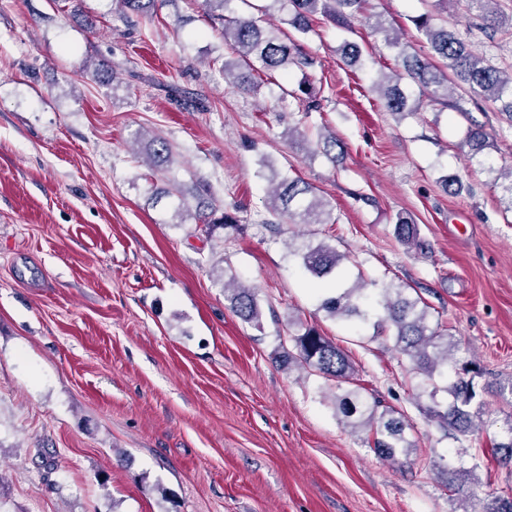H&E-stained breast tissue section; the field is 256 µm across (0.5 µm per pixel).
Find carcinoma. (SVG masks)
<instances>
[{"label":"carcinoma","mask_w":512,"mask_h":512,"mask_svg":"<svg viewBox=\"0 0 512 512\" xmlns=\"http://www.w3.org/2000/svg\"><path fill=\"white\" fill-rule=\"evenodd\" d=\"M157 0H120V8L136 13L148 21L156 16ZM232 0H203L204 9L212 14L221 12L219 19L224 21V42L231 43L237 54L233 60H224V76L232 78L231 85L242 93H256L260 84L253 80L252 73L276 72L288 76L290 70L300 71L312 65V60L303 47L291 37H282L266 28L262 17L253 14L226 16ZM289 5L291 18L289 25L296 31L307 34L312 31L314 17L320 13L326 20L340 28H349L355 19L366 11L367 0H273ZM480 11L483 25L498 30L506 26L512 28V15L507 16L495 7L498 0H469ZM413 22L425 39L427 51H407L393 28L386 25L381 17L368 23L374 33L383 34L384 46L396 50L395 59L399 70L391 76H384L373 83L379 93L384 108L396 115L417 112L422 101L409 103L408 96L400 87V81L408 78L426 91L432 101L448 98V87L460 90L454 107L464 114L469 112L465 103L472 97H481L492 102L495 110L512 121V72L502 71L474 54L470 45L455 31L434 23L433 15L423 13L414 17ZM283 96L291 97L304 111L318 107V100L308 90L300 92L283 90ZM465 146L470 158L484 155L488 147V137L483 126L471 121ZM147 155L153 173L163 170L170 163L173 151L162 138L155 136L149 140ZM165 197H175L178 203L173 208L172 218L184 219L190 211L188 192L183 186L171 184L162 191ZM199 198L198 205L206 206L210 213H195L198 220L207 224L210 231L222 229L225 232H238L241 225L236 216L224 211L216 215L217 209L201 200L200 190L194 191ZM269 209L276 215H296L303 224H327L329 212L326 202L317 196L314 187L300 178L282 176L269 189ZM394 237L403 245L422 248L418 241V225L413 220L398 216L393 228ZM299 257L300 266L311 278L328 284L345 278L344 260L346 256L336 251L328 243L316 246L303 245L291 251ZM224 291L230 293V309L242 320L260 325L261 310L253 288L232 279L224 283ZM327 315L344 322L354 331L366 324H373L378 330H393V339L399 353L409 359L412 373L418 378L415 386V399L428 395L435 399L441 390L448 393V404L441 409L430 406L427 415L436 419L445 430L457 440L475 433L477 427L486 430L490 422L475 423L483 407V393L486 387L477 378L482 368L471 356L462 355L461 341L448 331H439L430 326L427 304L419 297H411L404 289L376 280L367 281L358 274L349 288L326 289L321 303ZM280 365L291 368L301 366L322 375L328 380H338L351 385L336 396V404L344 421L354 428L366 429L374 435V448L384 459L393 460L398 453L406 455L417 450L416 442L406 436L410 428L407 417L392 408L379 410V402L369 399L362 387L354 379V369L348 355L319 331L307 326L294 337V349L283 350ZM454 367V377L445 387L437 385L436 379L448 375V367ZM500 461L512 464V426L500 440L494 443ZM448 487L459 488L472 479L473 469L462 465H449L444 468Z\"/></svg>","instance_id":"1"}]
</instances>
